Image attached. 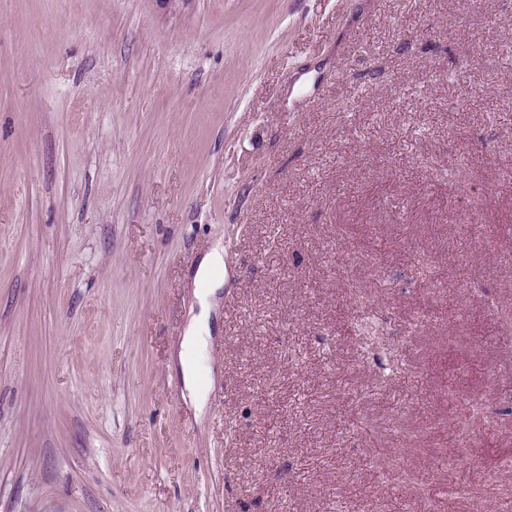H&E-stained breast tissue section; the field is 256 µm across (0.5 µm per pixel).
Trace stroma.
<instances>
[{
  "mask_svg": "<svg viewBox=\"0 0 512 512\" xmlns=\"http://www.w3.org/2000/svg\"><path fill=\"white\" fill-rule=\"evenodd\" d=\"M510 21L0 0V512H512ZM224 273V247L220 244L207 252L199 262L195 276L196 296L200 300V314L192 319L184 330L181 343L180 363L183 371L184 388L198 410L205 405L208 388L203 377L201 354L206 347L209 329V297L214 293L215 283H222L220 276Z\"/></svg>",
  "mask_w": 512,
  "mask_h": 512,
  "instance_id": "stroma-1",
  "label": "stroma"
}]
</instances>
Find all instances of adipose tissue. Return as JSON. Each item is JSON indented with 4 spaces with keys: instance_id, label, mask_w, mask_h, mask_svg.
Listing matches in <instances>:
<instances>
[{
    "instance_id": "1",
    "label": "adipose tissue",
    "mask_w": 512,
    "mask_h": 512,
    "mask_svg": "<svg viewBox=\"0 0 512 512\" xmlns=\"http://www.w3.org/2000/svg\"><path fill=\"white\" fill-rule=\"evenodd\" d=\"M224 273V249L214 246L199 262L195 276L196 295L201 311L184 331L181 343L180 363L183 371L184 388L196 408H203L207 399L208 384L203 377L201 354L206 347V333L209 329V298Z\"/></svg>"
}]
</instances>
